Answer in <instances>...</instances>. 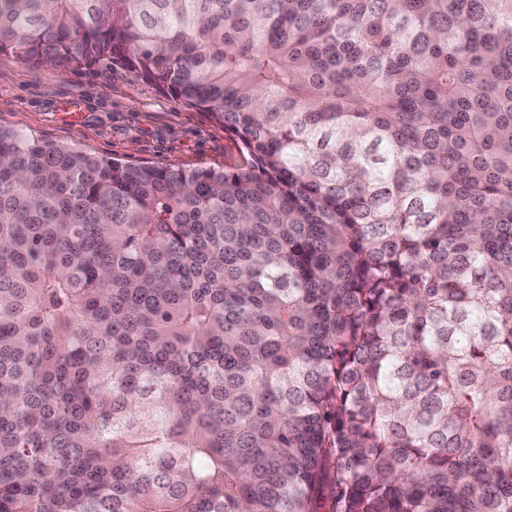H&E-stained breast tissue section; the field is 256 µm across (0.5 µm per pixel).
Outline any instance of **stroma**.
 Segmentation results:
<instances>
[{"label": "stroma", "instance_id": "stroma-1", "mask_svg": "<svg viewBox=\"0 0 512 512\" xmlns=\"http://www.w3.org/2000/svg\"><path fill=\"white\" fill-rule=\"evenodd\" d=\"M0 127L133 165L221 168L237 150L223 125L108 60L50 66L0 54Z\"/></svg>", "mask_w": 512, "mask_h": 512}]
</instances>
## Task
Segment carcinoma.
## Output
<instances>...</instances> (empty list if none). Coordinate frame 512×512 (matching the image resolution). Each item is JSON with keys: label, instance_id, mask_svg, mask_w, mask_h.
<instances>
[{"label": "carcinoma", "instance_id": "1", "mask_svg": "<svg viewBox=\"0 0 512 512\" xmlns=\"http://www.w3.org/2000/svg\"><path fill=\"white\" fill-rule=\"evenodd\" d=\"M0 54L239 150L0 129V512H512V0H0Z\"/></svg>", "mask_w": 512, "mask_h": 512}]
</instances>
